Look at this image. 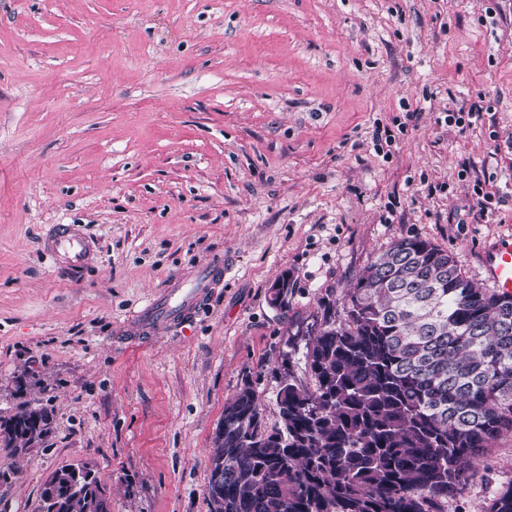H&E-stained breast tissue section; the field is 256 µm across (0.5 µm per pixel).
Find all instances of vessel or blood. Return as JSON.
<instances>
[{
	"label": "vessel or blood",
	"mask_w": 512,
	"mask_h": 512,
	"mask_svg": "<svg viewBox=\"0 0 512 512\" xmlns=\"http://www.w3.org/2000/svg\"><path fill=\"white\" fill-rule=\"evenodd\" d=\"M42 251L55 266L76 275L83 274L98 259L92 239L76 224L50 225L42 236ZM485 266L489 279L499 291L512 294V246L490 250L485 257ZM223 282L224 263L220 260L174 278L168 288L117 326L116 338L138 347L161 334L183 330L196 320Z\"/></svg>",
	"instance_id": "obj_1"
}]
</instances>
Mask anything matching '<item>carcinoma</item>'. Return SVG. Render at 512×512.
<instances>
[{"instance_id": "carcinoma-1", "label": "carcinoma", "mask_w": 512, "mask_h": 512, "mask_svg": "<svg viewBox=\"0 0 512 512\" xmlns=\"http://www.w3.org/2000/svg\"><path fill=\"white\" fill-rule=\"evenodd\" d=\"M288 277L272 303L288 307ZM324 317L306 360L313 386L279 368L281 426L267 428L253 381L224 404L213 437L210 512H445L485 448L512 432V295L469 280L417 236L377 256ZM51 410L0 413V447L46 440ZM70 466L44 483L37 512H112L97 480ZM488 512H512V483Z\"/></svg>"}]
</instances>
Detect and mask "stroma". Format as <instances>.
I'll return each mask as SVG.
<instances>
[{
	"label": "stroma",
	"mask_w": 512,
	"mask_h": 512,
	"mask_svg": "<svg viewBox=\"0 0 512 512\" xmlns=\"http://www.w3.org/2000/svg\"><path fill=\"white\" fill-rule=\"evenodd\" d=\"M498 3L489 18L480 0H0V410L30 368L28 398L54 410L44 443L0 448V512H35L48 477L81 463L112 512H209L225 401L256 378L275 427L277 368L310 383L324 304L392 242L428 239L492 289L484 255L512 244V0ZM481 93L490 119L438 123ZM467 162L506 200L477 224ZM51 224L98 247L78 280L42 253ZM216 258L224 286L194 323L115 343ZM511 483L505 433L447 512H487Z\"/></svg>",
	"instance_id": "obj_1"
}]
</instances>
